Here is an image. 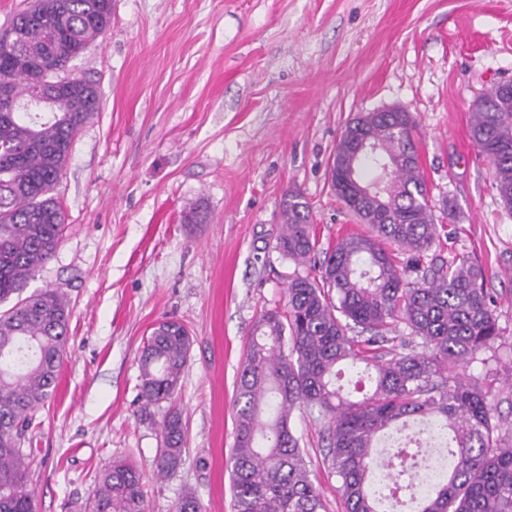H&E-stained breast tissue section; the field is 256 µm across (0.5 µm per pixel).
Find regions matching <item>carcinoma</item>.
<instances>
[{
	"instance_id": "1",
	"label": "carcinoma",
	"mask_w": 512,
	"mask_h": 512,
	"mask_svg": "<svg viewBox=\"0 0 512 512\" xmlns=\"http://www.w3.org/2000/svg\"><path fill=\"white\" fill-rule=\"evenodd\" d=\"M112 0H34L15 18L16 40L0 48V86L19 103L102 38ZM100 92L86 79L65 112H0V512H34L22 448L35 412L56 393L70 317L55 289L24 294L54 256L65 213L54 195L78 132L99 111ZM370 141L354 151L351 129L336 147V170L373 187L389 176L383 197H369L355 214L367 232L340 239L317 257L311 212L304 196L281 202L276 248L295 265L288 277V316L263 313L254 325L237 381V429L232 454L234 512H324L293 413L324 420L328 468L339 482L346 512H381L408 503L412 512H512V440L495 417L486 378L465 375L500 336L496 299L482 266L466 255L428 258L440 230L430 188L416 161L413 130L390 115L364 113ZM470 138L492 169L498 195L512 211V97L495 87L476 102ZM429 265H424L425 259ZM416 274L410 279V274ZM403 324L424 351L391 336ZM191 338L174 320L158 324L143 343L140 390L145 407H169L160 423L157 474L181 464L186 424L172 406L188 362ZM364 365L371 382L360 398L336 387V366ZM430 420L448 432L455 461L433 490L414 493L394 470L421 468L433 436H402L383 458L373 454L380 435ZM92 512H148L143 474L117 462L99 476ZM172 512H201L188 489Z\"/></svg>"
}]
</instances>
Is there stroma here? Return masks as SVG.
Listing matches in <instances>:
<instances>
[{"label": "stroma", "instance_id": "obj_1", "mask_svg": "<svg viewBox=\"0 0 512 512\" xmlns=\"http://www.w3.org/2000/svg\"><path fill=\"white\" fill-rule=\"evenodd\" d=\"M70 73L97 81L101 109L55 189L63 240L28 284L71 307L57 391L25 442L35 512H84L125 458L149 512H171L187 486L202 512H232L239 369L261 314L288 313L281 200L303 194L320 248L362 231L329 173L347 123L381 109L413 119L448 235L433 254L477 261L498 299L496 358L467 372L490 374L512 424V211L469 134L475 102L512 81V0H112L103 40ZM165 320L193 345L175 395L186 450L160 480L166 408L144 407L138 356ZM292 425L325 512H344L322 422L298 412Z\"/></svg>", "mask_w": 512, "mask_h": 512}]
</instances>
